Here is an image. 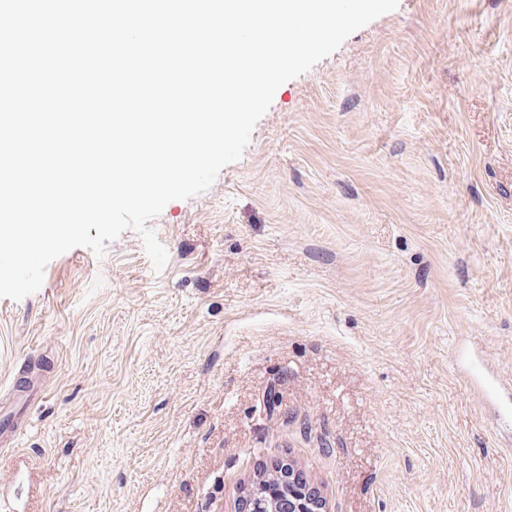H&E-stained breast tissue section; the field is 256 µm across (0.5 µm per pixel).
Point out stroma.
Returning a JSON list of instances; mask_svg holds the SVG:
<instances>
[{
  "instance_id": "obj_1",
  "label": "stroma",
  "mask_w": 512,
  "mask_h": 512,
  "mask_svg": "<svg viewBox=\"0 0 512 512\" xmlns=\"http://www.w3.org/2000/svg\"><path fill=\"white\" fill-rule=\"evenodd\" d=\"M0 298V497L512 512V0H399L280 86L242 157ZM280 400L268 408L265 397Z\"/></svg>"
}]
</instances>
